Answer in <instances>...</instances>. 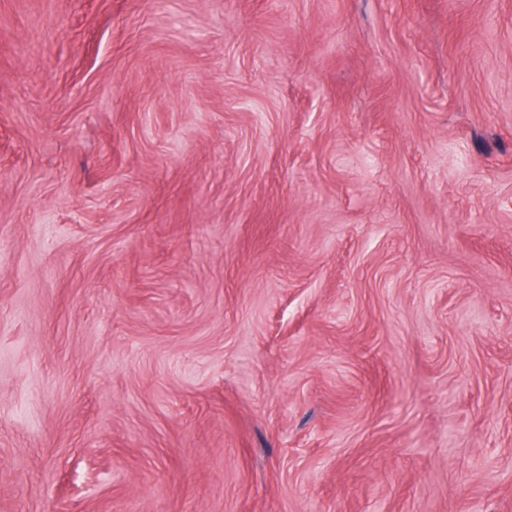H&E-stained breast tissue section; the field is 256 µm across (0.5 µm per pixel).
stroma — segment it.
I'll return each instance as SVG.
<instances>
[{
    "label": "stroma",
    "instance_id": "35a3bbf8",
    "mask_svg": "<svg viewBox=\"0 0 512 512\" xmlns=\"http://www.w3.org/2000/svg\"><path fill=\"white\" fill-rule=\"evenodd\" d=\"M0 512H512V0H0Z\"/></svg>",
    "mask_w": 512,
    "mask_h": 512
}]
</instances>
